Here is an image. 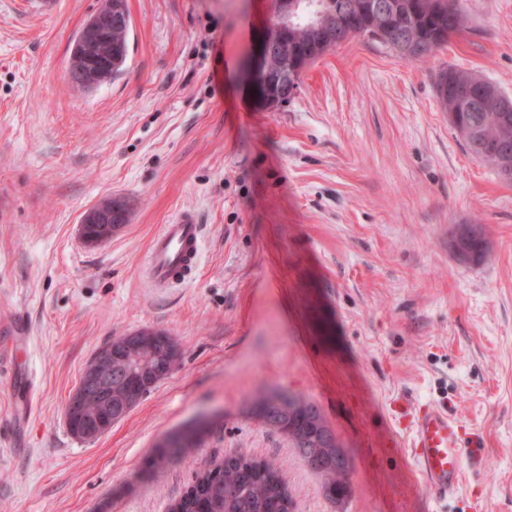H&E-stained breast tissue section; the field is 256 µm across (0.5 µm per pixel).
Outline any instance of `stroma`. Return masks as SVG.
<instances>
[{"mask_svg":"<svg viewBox=\"0 0 512 512\" xmlns=\"http://www.w3.org/2000/svg\"><path fill=\"white\" fill-rule=\"evenodd\" d=\"M103 0H0V323L25 336L0 374V512H166L230 451L275 462L295 512H433L398 422L423 401L485 436L486 464L443 512H512V180L472 157L436 75L512 96V0H457L467 29L421 61L354 38L320 56L288 105L245 79L269 0H128L123 72L73 87V39ZM125 199L90 245L83 214ZM204 226L193 280L159 291L150 238L179 212ZM480 226L485 249L450 246ZM166 331L182 357L93 440L65 408L114 337ZM315 402L349 460L329 503L263 392ZM210 423L190 458L146 473L165 435ZM478 75L472 74L467 71L459 70L453 66L442 70L436 81V89L439 101L442 105L444 112H451L456 107L452 97H448V83H451L456 89L458 94H466L468 92V86L471 85L474 77ZM480 79H485L478 76ZM488 80V79H485ZM490 81V80H488ZM128 217L129 206L125 199L106 198L85 212L81 234L89 244L102 243L111 239L127 223Z\"/></svg>","mask_w":512,"mask_h":512,"instance_id":"1","label":"stroma"}]
</instances>
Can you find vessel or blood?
Wrapping results in <instances>:
<instances>
[{
  "mask_svg": "<svg viewBox=\"0 0 512 512\" xmlns=\"http://www.w3.org/2000/svg\"><path fill=\"white\" fill-rule=\"evenodd\" d=\"M203 227L184 213L164 225L150 241L146 273L159 288L181 283L196 269L203 250ZM412 457L429 501L442 505L455 496L465 471L484 465V437L433 402L420 403L409 417Z\"/></svg>",
  "mask_w": 512,
  "mask_h": 512,
  "instance_id": "b4317fda",
  "label": "vessel or blood"
}]
</instances>
